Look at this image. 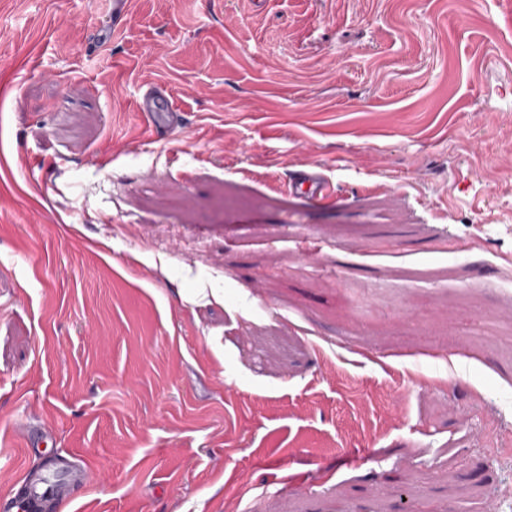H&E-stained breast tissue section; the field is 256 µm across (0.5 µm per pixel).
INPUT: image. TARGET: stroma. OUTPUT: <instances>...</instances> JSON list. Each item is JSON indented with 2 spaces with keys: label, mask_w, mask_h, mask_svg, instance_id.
Here are the masks:
<instances>
[{
  "label": "stroma",
  "mask_w": 512,
  "mask_h": 512,
  "mask_svg": "<svg viewBox=\"0 0 512 512\" xmlns=\"http://www.w3.org/2000/svg\"><path fill=\"white\" fill-rule=\"evenodd\" d=\"M511 262L512 0H0V512H512ZM159 93H161L160 89L149 88L142 91L138 99V111L143 112L150 119L154 128L161 126L166 118L169 119L168 115L161 114L155 107ZM288 190L305 195L311 201H328L333 197V185L323 171L310 167L296 171L288 183ZM78 480L81 484L86 482V476L81 475L78 479H70L69 481H57V480H41L30 484L29 497L33 500H37L45 494H52L53 496H62L66 493L69 485L72 481Z\"/></svg>",
  "instance_id": "stroma-1"
}]
</instances>
